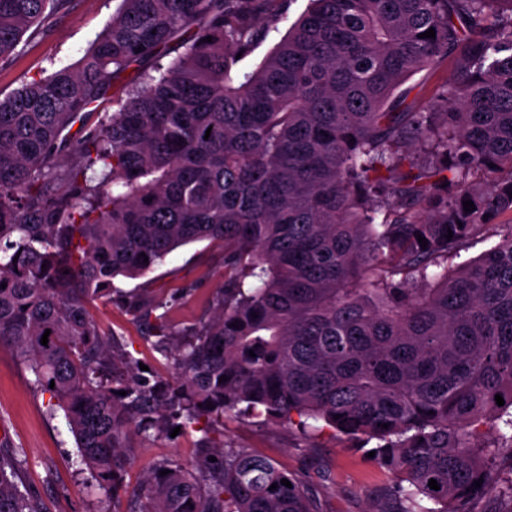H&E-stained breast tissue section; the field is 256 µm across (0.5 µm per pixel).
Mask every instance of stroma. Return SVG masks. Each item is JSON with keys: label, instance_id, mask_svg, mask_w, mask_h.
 <instances>
[{"label": "stroma", "instance_id": "obj_1", "mask_svg": "<svg viewBox=\"0 0 512 512\" xmlns=\"http://www.w3.org/2000/svg\"><path fill=\"white\" fill-rule=\"evenodd\" d=\"M119 4L120 0H63L43 33L23 39L20 54L0 66V99L34 78L76 66ZM114 285L125 293L137 288L168 293L187 288L171 320L178 327H191L209 315L210 303L224 285V246L208 241L184 245L153 272L136 279L119 277ZM89 307L101 329L119 335L150 373L174 380L171 363L156 352L147 330L133 324L119 302L93 300ZM49 399V394L33 388L30 373L14 353L0 347V422L7 424L11 434L10 442L0 445V455L24 450L26 465L17 482L20 489L37 494L45 512H128L156 463L173 459L191 468L198 459V433L149 439L131 433L121 488L114 499H106L86 489L75 439L63 414L49 413ZM224 439L268 457L308 486L321 512H384L386 508L381 491L392 482L391 472L369 458L368 447L342 433L329 428L305 433L275 421L258 424L228 416Z\"/></svg>", "mask_w": 512, "mask_h": 512}]
</instances>
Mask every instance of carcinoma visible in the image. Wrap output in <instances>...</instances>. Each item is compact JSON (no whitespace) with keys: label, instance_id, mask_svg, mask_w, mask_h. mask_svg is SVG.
Wrapping results in <instances>:
<instances>
[{"label":"carcinoma","instance_id":"carcinoma-1","mask_svg":"<svg viewBox=\"0 0 512 512\" xmlns=\"http://www.w3.org/2000/svg\"><path fill=\"white\" fill-rule=\"evenodd\" d=\"M289 4L120 0L77 67L0 99V346L106 493L131 430L200 434L197 467L158 463L133 512H319L224 441L226 416L379 441L388 512H479L490 490L512 506V234L448 268L512 212V0H311L238 70ZM54 6L0 0V64ZM447 59L429 109L405 103L409 77ZM199 241L224 244L211 317L179 329L174 295L123 301L170 384L103 339L87 302ZM25 463L0 457V512H43L15 482Z\"/></svg>","mask_w":512,"mask_h":512}]
</instances>
